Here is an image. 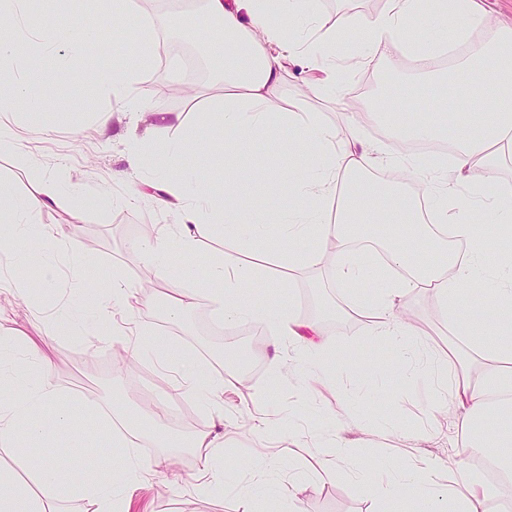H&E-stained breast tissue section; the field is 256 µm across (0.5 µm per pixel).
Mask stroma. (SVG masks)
Masks as SVG:
<instances>
[{"label": "stroma", "mask_w": 512, "mask_h": 512, "mask_svg": "<svg viewBox=\"0 0 512 512\" xmlns=\"http://www.w3.org/2000/svg\"><path fill=\"white\" fill-rule=\"evenodd\" d=\"M203 6L204 0H161L151 9L146 0H134L129 15L119 21L120 30L147 27L153 35H165L170 44L169 50L154 55L150 73L136 88L137 96L149 104V115L125 112L98 85L96 72L112 65L105 42L89 44L71 66L57 64L58 53L51 50L46 55L53 63L48 78L34 99L20 106L30 113L33 126L25 153L0 150V182L17 196L37 193L43 176L58 179L63 198L43 211L40 221L63 225L77 242L91 262L89 285L106 294L113 278L119 277L138 287L143 302L127 313L133 336L105 344L95 336L70 335L66 302L71 295V259L65 255L57 260L58 301L36 309L11 292L0 293V334L39 347L55 382L74 394L70 407L87 428L99 426L113 394L126 396L124 414L138 427L133 454L147 466L143 481L128 491L130 512H385L387 505L371 484L356 477V462L340 460L334 476L321 478L306 472L301 462H289L288 450L299 443L314 453L336 439L361 448L362 460L372 466H408L422 458L440 469L457 461L477 467L478 456L465 454L466 439L453 428L456 409L435 377L428 350L418 349L410 361H401L392 340L378 335L369 317L353 313L352 296L337 288L330 264L307 268L281 292L257 283L260 304L289 302L301 317L319 316L323 331L336 345L378 369L370 383L338 370L333 389L310 391L304 380L315 377L316 368L296 375L287 361V338L271 335L264 323L222 325L206 297L172 320L166 315L167 287L144 285L155 272L136 259L134 247L163 225L177 223L178 215L159 201L160 193L152 186L157 179L154 166L132 168L130 156L134 144L151 140L152 113H182V124L169 132L173 139H187L202 127L211 81L195 77V96L180 93L186 69L173 23L194 19ZM105 10L101 0H48L44 13L87 25L102 21ZM388 62L385 72L373 66L347 71L343 82L348 100L363 103L383 97L392 111H410L401 83L415 76L422 64L395 56ZM77 84L85 89L78 97L72 93ZM92 112L108 113L107 138L94 132L82 138L74 135V128ZM400 311L435 339L447 338L444 310L436 299L413 293L402 300ZM156 332L173 339V360L192 354L204 374L224 379L222 411L199 406L173 388L171 374L149 361L134 360V352ZM274 356L284 360L277 371L269 366ZM121 361L127 364L122 371L116 368ZM260 387L266 388L265 396L257 395ZM158 394L180 413L179 423L167 429L181 440V447H158L150 434L152 423L146 415ZM263 417L282 424L283 432L272 439L259 436ZM200 433L221 444L224 487L217 494L201 487V454L187 445ZM162 454L171 458V465L153 467Z\"/></svg>", "instance_id": "stroma-1"}]
</instances>
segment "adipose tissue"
<instances>
[{
    "instance_id": "obj_1",
    "label": "adipose tissue",
    "mask_w": 512,
    "mask_h": 512,
    "mask_svg": "<svg viewBox=\"0 0 512 512\" xmlns=\"http://www.w3.org/2000/svg\"><path fill=\"white\" fill-rule=\"evenodd\" d=\"M210 32L207 49L224 61V93L210 113L207 138L209 156L217 153L233 161L232 177L225 179L222 198L206 189H195L182 172V160L191 142L173 140L169 123L154 130V156L168 173L161 184L163 205L175 207L179 221L166 225L135 248L139 261L151 265L160 280L181 281L185 270L174 266L172 254L190 259L197 255L207 224L222 227L235 251L260 255L267 236L280 244L271 266L243 267L218 259L202 268L195 288L170 303L167 313L177 318L195 298L211 296L225 323L247 320L265 322L274 335L288 337L299 356L295 366L315 364L324 372L343 369L359 379L369 374L349 352L327 338L303 337V321L290 306L260 305L253 299L252 282L269 280L284 289L306 267L317 262L327 243H335L333 277L337 287L357 288L355 304L368 315L378 333L392 337L403 351L428 344L426 331L406 321L397 301L416 291L439 300L448 317L451 343L433 348L439 371L448 383L458 408L455 427L466 435L473 453L499 463L512 482V460L504 449L512 447V205L490 196L488 183L504 161H512V26L492 21L483 0H384L383 8L362 16L357 24L360 43L348 46L349 18L323 28L313 0H204L201 16ZM435 34L440 44H462L466 52L451 56L452 71L479 73L473 92L477 102L467 120H460L444 97L447 79L424 72L403 82L407 101L428 98V112L396 113L385 102H371L348 110L345 131L323 121L320 113L294 104L275 111L271 101L282 86L290 59L305 58L320 70L321 79L311 87L314 96L339 103L344 99L340 65L361 67L394 49L417 54L420 45L411 38L410 23ZM490 33L487 41H471L473 29ZM107 29L78 23L61 24L38 17L29 0H0V149L16 150L22 144L26 123L16 105L34 95L38 81L46 78L41 55L63 48V64L77 61L89 42L104 40ZM150 58L141 54L137 65L114 61L100 76L102 87L123 104L145 111L136 100L134 86L149 72ZM391 120L395 135L416 141H447L451 164L426 162L411 155L393 162L395 170L418 185L416 194L394 186L373 189L364 174L389 162L387 155L362 145L364 129ZM285 140L282 166L302 162L304 181L286 197L267 208H255L242 192L243 184L263 179L250 158L263 141ZM467 192H459L461 181ZM60 196L55 177L42 178L35 195L20 198L0 185V223L9 231L0 234V252L13 253L12 273L0 280V288L27 297L22 268L29 249L45 250L47 263L41 288L53 291L54 261L72 252L63 225L39 223V215ZM431 224H424V214ZM399 221L401 231L386 240L384 262L370 253H354L350 234L357 224ZM89 262L78 258L73 267L77 287L73 293L78 310L102 313L103 320L90 329L73 323L74 334L89 331L103 342L123 337L116 317L131 309L137 294L122 279H114L112 292L99 294L87 285ZM408 269V276H387L388 268ZM474 293L492 297L485 313H462L466 298ZM152 360L172 365L183 381L184 393L207 408H219L223 380L200 376L192 357L170 364L166 337L148 343ZM499 426L485 427L489 416ZM376 494L384 500H403L414 495L419 512H487L490 502L504 493L503 486L478 476L467 466L449 471L447 483H439L431 470L397 469L385 478L371 477Z\"/></svg>"
}]
</instances>
